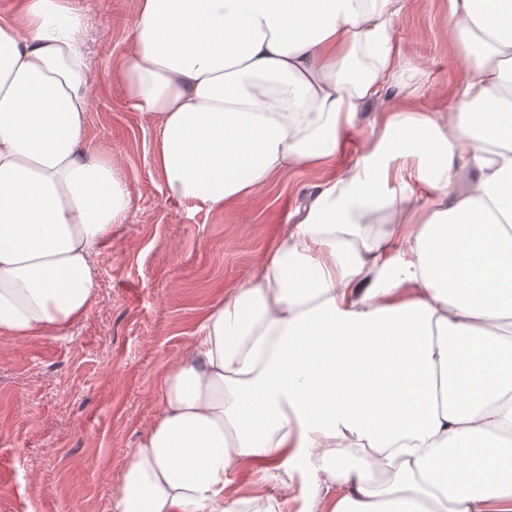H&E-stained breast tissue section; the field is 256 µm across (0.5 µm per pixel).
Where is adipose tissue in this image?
<instances>
[{
  "label": "adipose tissue",
  "mask_w": 512,
  "mask_h": 512,
  "mask_svg": "<svg viewBox=\"0 0 512 512\" xmlns=\"http://www.w3.org/2000/svg\"><path fill=\"white\" fill-rule=\"evenodd\" d=\"M398 2L138 0L119 82L172 198L255 195L384 119L168 363L113 512H512V0H450L467 80L430 109L392 95ZM86 29L67 0L0 19V337L84 318L131 206L85 139Z\"/></svg>",
  "instance_id": "obj_1"
}]
</instances>
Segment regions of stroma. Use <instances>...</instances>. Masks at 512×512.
I'll return each mask as SVG.
<instances>
[{
  "label": "stroma",
  "mask_w": 512,
  "mask_h": 512,
  "mask_svg": "<svg viewBox=\"0 0 512 512\" xmlns=\"http://www.w3.org/2000/svg\"><path fill=\"white\" fill-rule=\"evenodd\" d=\"M87 18L96 75L86 139L119 164L131 193L122 224L94 257L98 297L64 335L0 339V512H111L125 455L159 412L155 391L188 354L210 305L251 278L267 250L332 175L353 167L381 132L360 113L328 167L300 166L264 191L213 209L171 198L153 163L155 129L131 111L116 72L137 0H72ZM448 0H401L399 68L434 106L466 79L448 37Z\"/></svg>",
  "instance_id": "stroma-1"
}]
</instances>
